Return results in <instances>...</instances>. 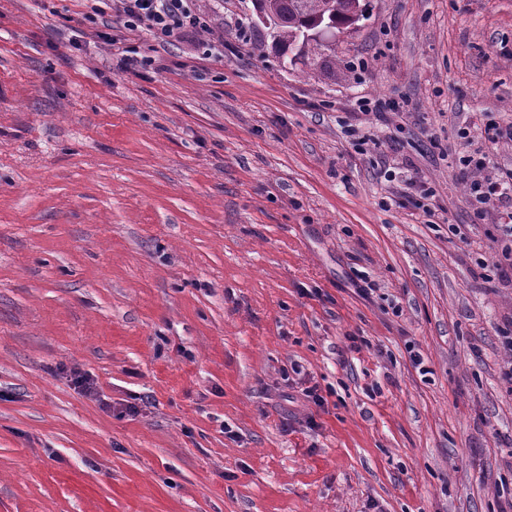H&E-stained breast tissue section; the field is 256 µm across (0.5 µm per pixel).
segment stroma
Segmentation results:
<instances>
[{
  "label": "stroma",
  "instance_id": "1",
  "mask_svg": "<svg viewBox=\"0 0 512 512\" xmlns=\"http://www.w3.org/2000/svg\"><path fill=\"white\" fill-rule=\"evenodd\" d=\"M363 2L293 63L253 0L167 43L0 0V512L512 500V288L452 163L512 169V0ZM480 120L490 142L495 143L502 138H509L512 141V122L504 123L493 112H483Z\"/></svg>",
  "mask_w": 512,
  "mask_h": 512
}]
</instances>
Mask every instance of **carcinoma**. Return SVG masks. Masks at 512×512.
I'll return each mask as SVG.
<instances>
[{
	"instance_id": "cac0c4a2",
	"label": "carcinoma",
	"mask_w": 512,
	"mask_h": 512,
	"mask_svg": "<svg viewBox=\"0 0 512 512\" xmlns=\"http://www.w3.org/2000/svg\"><path fill=\"white\" fill-rule=\"evenodd\" d=\"M269 17L282 20L275 36V49L286 54L292 49L296 34L319 21H328L336 12L338 26L345 25L359 0H255Z\"/></svg>"
}]
</instances>
